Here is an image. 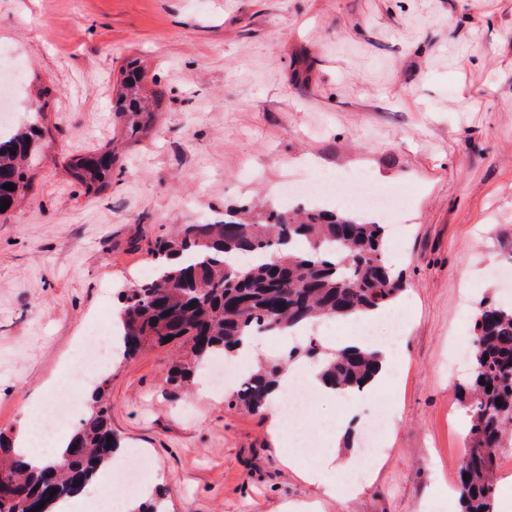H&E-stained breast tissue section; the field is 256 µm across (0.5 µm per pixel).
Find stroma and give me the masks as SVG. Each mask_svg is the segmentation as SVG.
<instances>
[{"label": "stroma", "mask_w": 512, "mask_h": 512, "mask_svg": "<svg viewBox=\"0 0 512 512\" xmlns=\"http://www.w3.org/2000/svg\"><path fill=\"white\" fill-rule=\"evenodd\" d=\"M0 46L49 129L30 192L0 217V435L17 436L89 321L113 320L157 239L364 168L410 190L388 251L406 284L390 307L402 370L312 421L350 415L338 455L355 459L387 406L370 484L326 498L283 464L268 412L173 392L172 345L109 370L112 429L144 450L170 512H460L465 338L482 300L512 301L491 272L512 266V0H0ZM133 60L165 92L137 141L112 112ZM110 147L111 185L86 193L67 162Z\"/></svg>", "instance_id": "1"}]
</instances>
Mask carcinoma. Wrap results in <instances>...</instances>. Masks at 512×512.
Wrapping results in <instances>:
<instances>
[{
  "mask_svg": "<svg viewBox=\"0 0 512 512\" xmlns=\"http://www.w3.org/2000/svg\"><path fill=\"white\" fill-rule=\"evenodd\" d=\"M116 117L135 139L153 127L163 93L145 86L135 62L121 70L115 87ZM44 113L35 112L0 139V206L15 204L30 189L28 172L41 157ZM117 163L112 151L69 160L71 177L86 192L98 194L112 183ZM14 184L9 191L4 185ZM388 227L364 214L320 207L242 206L210 224H186L155 243L154 275L121 294L124 356L164 339L180 351L167 382L180 388L196 370L244 344L254 332L278 338L282 331L321 317L345 319L385 307L399 299L405 282L385 258ZM249 253L255 262L239 267L228 261ZM304 360L322 367V377L338 391L369 387L376 353L355 347L331 352L311 341L285 359L258 363L233 391L234 401L260 413L271 389L289 365ZM108 379L94 391L92 404L72 434L63 465L34 469L0 448V512H50L55 501L74 497L92 481L101 463L120 449L106 399ZM470 417L467 448L460 467L462 512H495L497 450L512 426V308L480 303L474 321L471 376L462 386ZM112 441H107V437ZM43 508H38L39 504Z\"/></svg>",
  "mask_w": 512,
  "mask_h": 512,
  "instance_id": "cac0c4a2",
  "label": "carcinoma"
}]
</instances>
